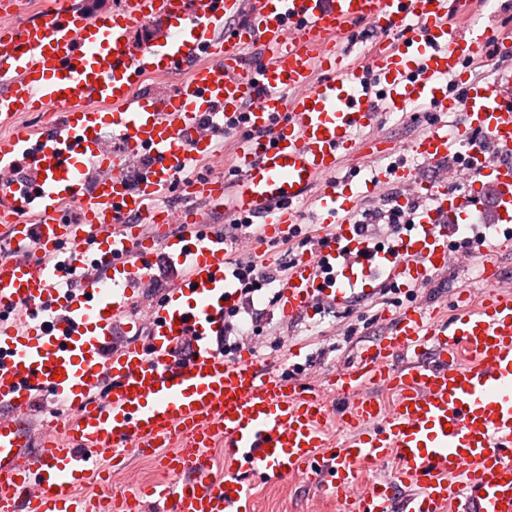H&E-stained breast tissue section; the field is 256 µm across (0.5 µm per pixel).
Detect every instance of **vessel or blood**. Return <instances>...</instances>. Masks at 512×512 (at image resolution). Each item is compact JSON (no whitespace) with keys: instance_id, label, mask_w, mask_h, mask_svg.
<instances>
[{"instance_id":"vessel-or-blood-1","label":"vessel or blood","mask_w":512,"mask_h":512,"mask_svg":"<svg viewBox=\"0 0 512 512\" xmlns=\"http://www.w3.org/2000/svg\"><path fill=\"white\" fill-rule=\"evenodd\" d=\"M476 0H120L109 13L70 0L0 28V128L45 112L40 131L0 140V512H248L247 487L305 476L337 512H512V290L497 288L498 255L512 250V68L467 82V64L512 57V37L462 28ZM237 25L224 36L225 18ZM165 20L163 41L134 46L136 25ZM379 39L364 60L350 37ZM263 57L245 64L249 48ZM176 76L172 93L140 91ZM460 94L449 95V82ZM427 110L424 133L400 161L356 183L339 175L356 131L381 111ZM463 125L449 133L444 113ZM239 122L231 181L197 173L216 137ZM374 152L399 149L377 141ZM438 170L434 181L418 163ZM470 194L450 190L460 175ZM415 222L386 248L346 213L383 184ZM178 187L192 205L161 206ZM491 191L502 233L477 252L448 238L475 191ZM313 196L324 232L280 284L288 319L318 302L350 306L378 272L425 283L483 255L485 292L461 295L453 319L413 305L378 341L318 386L276 372L257 351L219 348L237 300L234 260L262 257L288 237ZM251 219L247 236L212 228L203 208ZM166 252L180 273L162 296L147 265ZM137 301L147 345H112V327ZM401 364H393V357ZM396 397L382 404L375 386ZM59 403L38 428L43 393ZM342 414L346 437L329 441ZM223 443L231 465L207 458ZM160 449L168 481L113 490L100 462ZM395 463L391 480L359 472Z\"/></svg>"}]
</instances>
